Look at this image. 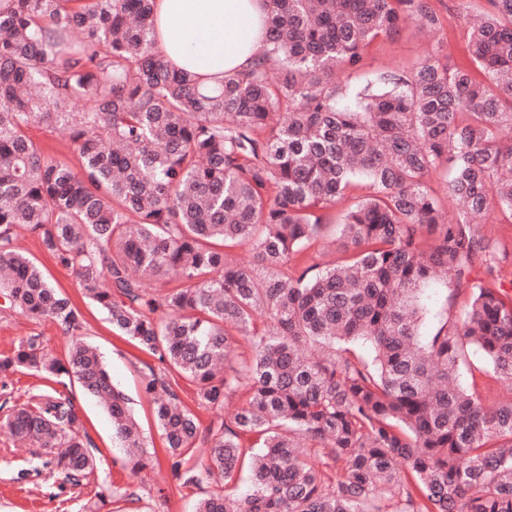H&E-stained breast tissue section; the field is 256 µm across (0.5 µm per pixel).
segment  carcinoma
Masks as SVG:
<instances>
[{"label":"carcinoma","instance_id":"1","mask_svg":"<svg viewBox=\"0 0 512 512\" xmlns=\"http://www.w3.org/2000/svg\"><path fill=\"white\" fill-rule=\"evenodd\" d=\"M487 2L467 64L438 45L350 89L337 72L376 39L442 29L430 0H266L268 49L206 89L158 50L155 0H0V295L70 341L60 358L28 336L0 361L51 383L9 432L58 449L80 484L96 461L74 380L133 469L149 458L82 313L17 246L25 231L158 361L144 386L182 484L250 482L195 512H512V400L487 408L457 383L470 344L512 387V296L484 226L512 219V0ZM35 124L68 131L78 164L44 153ZM444 164L448 222L430 187ZM360 179L369 192L336 215ZM333 224L341 257L319 263L307 250ZM438 277L468 304L423 343L415 291ZM172 372L205 408L245 397L204 466Z\"/></svg>","mask_w":512,"mask_h":512}]
</instances>
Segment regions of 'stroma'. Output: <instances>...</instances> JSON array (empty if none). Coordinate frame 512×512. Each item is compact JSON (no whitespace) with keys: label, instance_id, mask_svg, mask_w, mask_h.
Returning a JSON list of instances; mask_svg holds the SVG:
<instances>
[{"label":"stroma","instance_id":"stroma-1","mask_svg":"<svg viewBox=\"0 0 512 512\" xmlns=\"http://www.w3.org/2000/svg\"><path fill=\"white\" fill-rule=\"evenodd\" d=\"M431 3L443 21L440 32L409 25L393 37L377 39L367 48L359 69L337 73V82L356 87L381 73L410 69L438 42L442 43L449 63H465L468 14L484 10L485 0H473L467 10L460 8L458 0ZM22 245L38 258L52 285L81 310L85 339L97 347L113 385L129 399L141 433L156 450V458L146 469L133 472L124 449L112 434L111 418L96 399L79 396L83 429L94 444V471L81 485L65 483L47 468L38 466L35 448L0 428V512H194L200 497L223 492L220 482L186 487L176 478L154 408L142 385L146 355L117 335L106 316L84 297L70 268L43 253L36 235H26ZM417 300L421 310L419 335L424 340L433 336L444 322L458 321L463 314V301H452L449 289L439 280L419 288ZM30 335L40 336L47 349L64 356L67 340L54 323L32 322L16 312L0 311V356L11 354L19 340ZM458 382L465 388L477 387L486 405L494 404L503 391L481 353L470 346L464 349Z\"/></svg>","mask_w":512,"mask_h":512}]
</instances>
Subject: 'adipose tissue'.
Returning <instances> with one entry per match:
<instances>
[{"label": "adipose tissue", "instance_id": "adipose-tissue-1", "mask_svg": "<svg viewBox=\"0 0 512 512\" xmlns=\"http://www.w3.org/2000/svg\"><path fill=\"white\" fill-rule=\"evenodd\" d=\"M263 15L264 0H156L158 46L209 87L263 53Z\"/></svg>", "mask_w": 512, "mask_h": 512}]
</instances>
